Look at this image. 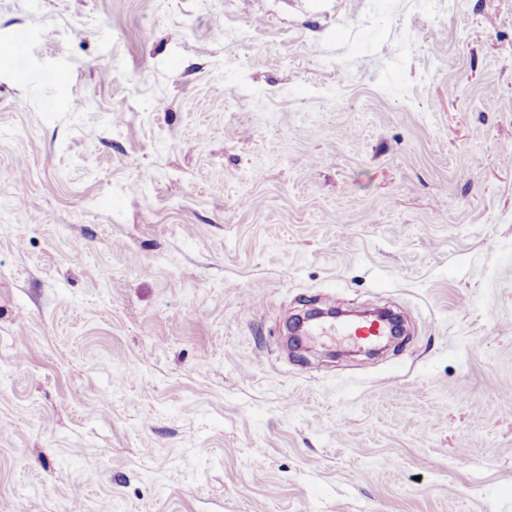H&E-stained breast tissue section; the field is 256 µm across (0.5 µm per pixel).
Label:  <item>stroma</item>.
<instances>
[{
  "label": "stroma",
  "mask_w": 512,
  "mask_h": 512,
  "mask_svg": "<svg viewBox=\"0 0 512 512\" xmlns=\"http://www.w3.org/2000/svg\"><path fill=\"white\" fill-rule=\"evenodd\" d=\"M0 512H512V0H0ZM390 307L381 355L311 308Z\"/></svg>",
  "instance_id": "stroma-1"
}]
</instances>
